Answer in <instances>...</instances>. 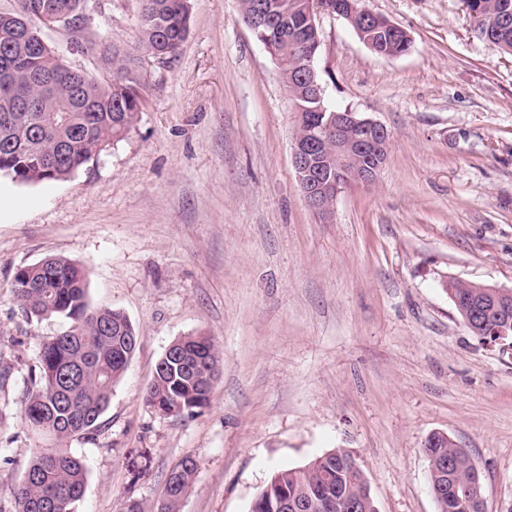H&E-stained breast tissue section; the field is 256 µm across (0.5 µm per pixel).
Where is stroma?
Masks as SVG:
<instances>
[{
    "label": "stroma",
    "mask_w": 512,
    "mask_h": 512,
    "mask_svg": "<svg viewBox=\"0 0 512 512\" xmlns=\"http://www.w3.org/2000/svg\"><path fill=\"white\" fill-rule=\"evenodd\" d=\"M411 51L380 57L347 21H320L326 98L381 122L374 184L345 189L329 221L292 164L296 114L275 59L237 0H190L180 53L139 46L141 0H91L41 36L64 65L138 75L123 139L62 181L0 174V512L49 447L22 400L61 321L27 323L18 268L78 263L96 308L139 341L94 431L68 441L87 467L77 512H155L169 472L198 464L180 512H249L275 471L342 448L379 512H436L427 439L448 434L483 475L487 512L512 507V354L481 343L448 280L512 289V55L478 39L461 0H362ZM212 339L221 359L201 413L163 417L144 393L169 344Z\"/></svg>",
    "instance_id": "35a3bbf8"
}]
</instances>
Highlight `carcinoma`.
<instances>
[{
	"mask_svg": "<svg viewBox=\"0 0 512 512\" xmlns=\"http://www.w3.org/2000/svg\"><path fill=\"white\" fill-rule=\"evenodd\" d=\"M13 13H0V173L21 183L64 180L104 147L125 137L142 106L140 81L123 62L112 59V79L98 81L66 67L43 43L45 10L72 22L80 0H16ZM308 0H238L242 17L263 5L273 19L275 61L297 112V126L324 121L332 112L300 99L299 73L310 55V41L321 35L307 13ZM470 15L476 34L512 54V0H477ZM189 0H143L140 46L160 58L179 54L189 33ZM383 52L405 53L411 41L404 31L372 37ZM20 315L69 323L47 340L37 370L30 375L24 401L29 430L66 442L91 432L107 408L136 348L135 327L120 310L95 309L87 300L83 270L61 257H46L18 269L11 282ZM462 321L474 309L492 313L494 300L476 284L448 281L446 288ZM219 354L206 336H183L159 359L144 400L158 414L192 417L210 401ZM425 448L431 484L438 492L436 512H484L478 499V467L450 438L433 435ZM353 456L337 449L309 464L276 471L250 505L249 512H278L288 496L289 512H336V500L362 497L367 479L350 467ZM198 466L187 457L166 479L157 512H180L193 487ZM83 460L66 448H44L31 459L15 496V512H75L85 490Z\"/></svg>",
	"mask_w": 512,
	"mask_h": 512,
	"instance_id": "obj_1",
	"label": "carcinoma"
}]
</instances>
